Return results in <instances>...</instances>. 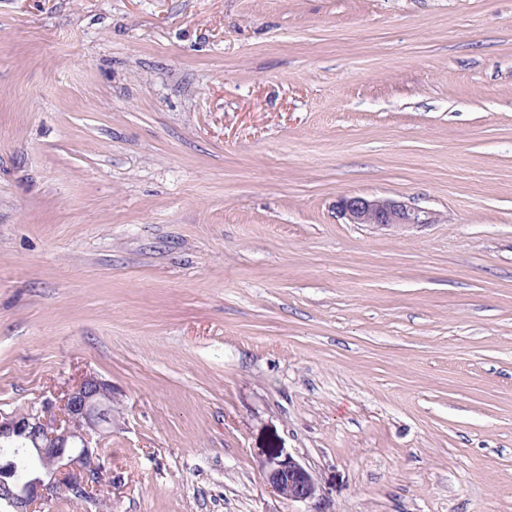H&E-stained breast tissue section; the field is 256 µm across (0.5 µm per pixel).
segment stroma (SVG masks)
<instances>
[{"label": "stroma", "instance_id": "stroma-1", "mask_svg": "<svg viewBox=\"0 0 512 512\" xmlns=\"http://www.w3.org/2000/svg\"><path fill=\"white\" fill-rule=\"evenodd\" d=\"M89 374L41 512H512V0H0V410ZM336 216L346 224L388 226L395 224H436L439 214L393 198L347 194L336 201ZM268 484L274 493L288 501L314 500L319 490L309 470L290 457L273 461Z\"/></svg>", "mask_w": 512, "mask_h": 512}]
</instances>
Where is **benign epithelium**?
I'll return each mask as SVG.
<instances>
[{"label":"benign epithelium","instance_id":"obj_1","mask_svg":"<svg viewBox=\"0 0 512 512\" xmlns=\"http://www.w3.org/2000/svg\"><path fill=\"white\" fill-rule=\"evenodd\" d=\"M336 214L346 224L388 226L436 224L439 214L393 198L347 194L336 201ZM112 432V384L94 375L83 377L58 397L17 413L0 412V442L29 443L13 448L0 461V505L7 512H38L37 505L68 492L94 498L112 484L102 449L94 439ZM268 484L288 501H311L318 485L309 470L293 458L276 460Z\"/></svg>","mask_w":512,"mask_h":512}]
</instances>
